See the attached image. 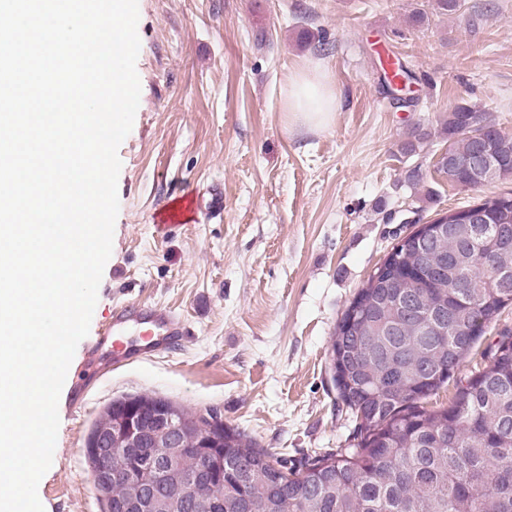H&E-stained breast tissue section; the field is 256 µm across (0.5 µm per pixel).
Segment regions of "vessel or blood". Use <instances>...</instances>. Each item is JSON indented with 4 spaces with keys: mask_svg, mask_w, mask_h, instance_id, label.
<instances>
[{
    "mask_svg": "<svg viewBox=\"0 0 512 512\" xmlns=\"http://www.w3.org/2000/svg\"><path fill=\"white\" fill-rule=\"evenodd\" d=\"M137 332L138 344H130L127 335ZM187 336L181 315L168 308L145 304L114 306L111 316L101 324L91 346V354L101 355L105 370L137 361L145 356L170 352Z\"/></svg>",
    "mask_w": 512,
    "mask_h": 512,
    "instance_id": "vessel-or-blood-1",
    "label": "vessel or blood"
}]
</instances>
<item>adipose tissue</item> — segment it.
<instances>
[{
    "instance_id": "adipose-tissue-1",
    "label": "adipose tissue",
    "mask_w": 512,
    "mask_h": 512,
    "mask_svg": "<svg viewBox=\"0 0 512 512\" xmlns=\"http://www.w3.org/2000/svg\"><path fill=\"white\" fill-rule=\"evenodd\" d=\"M338 107L330 74L321 65L298 71L288 89V110L311 127L327 126Z\"/></svg>"
}]
</instances>
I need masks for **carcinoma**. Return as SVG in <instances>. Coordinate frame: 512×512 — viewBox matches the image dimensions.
<instances>
[{
	"mask_svg": "<svg viewBox=\"0 0 512 512\" xmlns=\"http://www.w3.org/2000/svg\"><path fill=\"white\" fill-rule=\"evenodd\" d=\"M448 146L437 171L464 190L512 179V137L485 112L462 103L441 125ZM429 133L416 126L401 144L416 151ZM484 146L498 159L491 177L460 166ZM489 223L465 237L450 232L439 248L463 260L428 271L419 246L385 257L381 274L358 288L331 337L329 357L338 400L359 423L355 444L336 452L271 462L244 431L210 423L180 404L149 394L120 397L93 423L86 445L111 416L132 403L150 413L161 404L186 431L183 465L207 468L182 501L209 512H512V340H504L465 377L453 378L507 306L512 287L498 286L501 257L512 256V193L463 208ZM447 404L434 398L450 380ZM151 449L128 448L115 472L146 471ZM104 512H145L122 480L100 493Z\"/></svg>",
	"mask_w": 512,
	"mask_h": 512,
	"instance_id": "obj_1",
	"label": "carcinoma"
}]
</instances>
